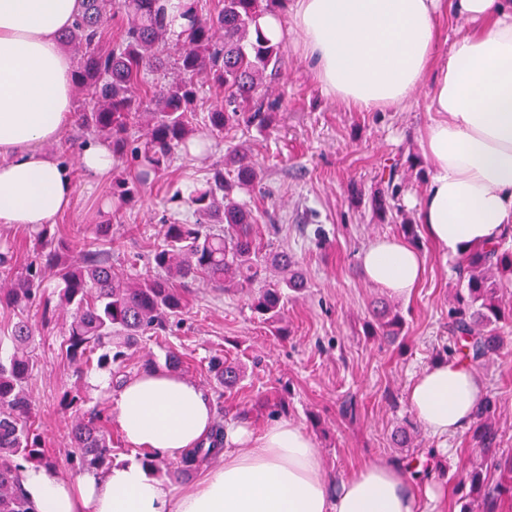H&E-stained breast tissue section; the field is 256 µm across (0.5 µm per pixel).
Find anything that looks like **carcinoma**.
Here are the masks:
<instances>
[{"mask_svg":"<svg viewBox=\"0 0 512 512\" xmlns=\"http://www.w3.org/2000/svg\"><path fill=\"white\" fill-rule=\"evenodd\" d=\"M200 0H187V19L178 34L170 33L166 4L162 0H83V10L59 39L72 50L75 61V92L79 103L75 126L81 143L98 140L112 145L116 161L133 168L112 179L111 205L119 210L130 204L152 179L168 170L181 154L209 150L207 138L218 139L224 131L244 123L265 130L270 126L271 102L261 94L267 80L279 74L281 44L270 43L259 31V16L275 11L283 0H217L213 11L199 9ZM123 12L128 18L120 40L105 50L101 46L104 26ZM224 89V99L205 111L200 80ZM145 118L143 138L129 129ZM398 165L390 166L386 189L373 199L378 216L391 209L400 193L395 182ZM258 186L256 163L246 145L226 150L224 161L213 164L188 195L177 189L171 202L184 203L192 220L163 224L160 238L148 257L152 273L136 269L117 274L107 249L110 224H97L86 237L79 259L67 257L69 244L43 228L37 232V247L25 272L0 285V303L20 308L39 300L43 315L56 311L69 314L63 346L66 357L78 364L96 362L99 369H112L124 361L125 350L166 329L186 308L185 289L178 281L202 279L218 289L251 288L252 314L286 336L283 309L288 292L305 288L286 251L266 253L256 245L253 226L258 216L235 198ZM57 281V290L43 288L45 274ZM457 305L448 311V330L455 350L481 361L499 353L505 345L503 325L512 322V304L506 301L512 289V247L503 237L490 249L463 257L459 270ZM370 335L383 341L400 336L403 319L384 306L374 313ZM16 345L13 355L0 359V512H33L22 493L24 464L53 462L45 454L35 428L28 380L33 361L27 351L29 325L19 317L10 330ZM211 371L224 388H235L244 376L236 361L215 357ZM79 393L63 396L73 410L72 447L86 469L100 468L112 453V439L101 414L82 412ZM494 404L485 398L476 413L473 437L484 448L495 443L491 422ZM224 448V432L217 427L209 446L186 457L192 465L217 456ZM470 489L495 499L503 485L487 487L482 469L466 473Z\"/></svg>","mask_w":512,"mask_h":512,"instance_id":"1","label":"carcinoma"}]
</instances>
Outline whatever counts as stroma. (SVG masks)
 I'll return each instance as SVG.
<instances>
[{"mask_svg":"<svg viewBox=\"0 0 512 512\" xmlns=\"http://www.w3.org/2000/svg\"><path fill=\"white\" fill-rule=\"evenodd\" d=\"M278 100L272 124L261 131L240 126L221 146L178 158L140 197L112 211L111 176L79 177L71 207L54 227L57 236L78 246L96 224L111 222L108 248L115 269L133 253L148 255L163 218H181L185 208L170 204L175 190H189L225 148L251 146L262 177L259 192L243 197L261 216L255 227L260 248L281 247L293 254L306 288L290 295L285 338L253 317L246 291L189 284L188 304L164 335L129 350L120 379L149 369H166L170 352L182 358L181 375L198 383L210 398L215 417L254 428L277 420L301 425L313 438L328 480L346 477L378 458L419 457L430 480L444 488L441 512H512V491L493 502L474 501L461 486L466 469L482 468L489 484L501 482L498 462L512 460V326L506 327L502 353L476 366L485 393L495 398V447L484 448L464 432L449 440L419 430L412 447L401 448L394 434L412 419L408 390L413 377L437 360H447L454 344L448 309L458 288V262L445 261L427 236L417 248L425 256L419 288L407 299L393 298L368 283L360 254L374 239L399 232L402 221H417L415 202L427 188L428 166H403L421 153L420 134L428 123V91L420 89L404 109L362 112L325 96L304 58L297 36L283 45L281 69L268 87ZM400 163V194L385 219L372 212V197L385 189L393 163ZM386 303L405 320L392 343L367 335L372 310ZM33 336L28 346L35 366L28 387L35 425L47 454L69 479L84 471L72 455V411L60 404L68 390H80L85 409L101 410L112 438V458L129 457L109 402L92 393L90 371L68 361L61 345L69 321L57 313L43 321L38 308L27 313ZM220 355L241 362L243 380L234 389L217 384L208 361Z\"/></svg>","mask_w":512,"mask_h":512,"instance_id":"obj_1","label":"stroma"}]
</instances>
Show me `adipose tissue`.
<instances>
[{
	"label": "adipose tissue",
	"mask_w": 512,
	"mask_h": 512,
	"mask_svg": "<svg viewBox=\"0 0 512 512\" xmlns=\"http://www.w3.org/2000/svg\"><path fill=\"white\" fill-rule=\"evenodd\" d=\"M468 22L442 45L438 10ZM82 0H0V231H36L70 206L76 184L50 153L73 122V70L60 33ZM277 43L297 32L315 79L331 99L363 112L404 107L429 88L432 114L421 144L430 186L416 203L419 222L445 258L457 259L512 230V0H294L290 22L259 19ZM365 279L408 298L425 269L400 237L374 239L361 255ZM469 361L425 368L408 400L433 436L468 430L483 396ZM127 461L103 473L66 479L54 467L27 465L34 512H418V489L399 462L377 459L330 485L306 430L275 421L261 432L224 430L223 463L180 488L159 479L144 456L178 460L205 443L213 412L198 384L150 370L113 400Z\"/></svg>",
	"instance_id": "obj_1"
}]
</instances>
